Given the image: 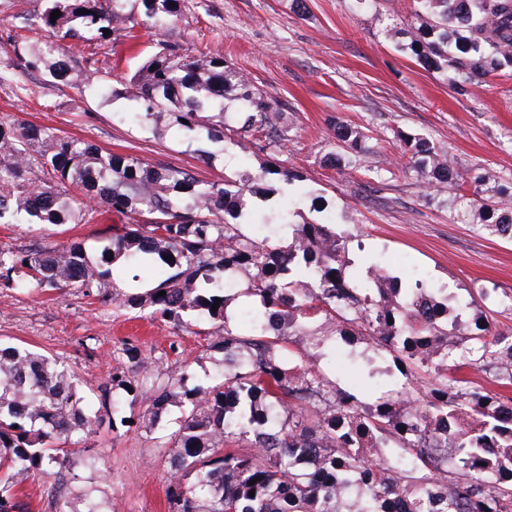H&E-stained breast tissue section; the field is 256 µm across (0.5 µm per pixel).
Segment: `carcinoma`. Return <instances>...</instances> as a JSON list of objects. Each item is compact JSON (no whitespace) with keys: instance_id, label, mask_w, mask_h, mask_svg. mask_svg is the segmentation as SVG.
I'll return each mask as SVG.
<instances>
[{"instance_id":"carcinoma-1","label":"carcinoma","mask_w":512,"mask_h":512,"mask_svg":"<svg viewBox=\"0 0 512 512\" xmlns=\"http://www.w3.org/2000/svg\"><path fill=\"white\" fill-rule=\"evenodd\" d=\"M40 23L53 40L40 46L13 43L27 70L45 69L60 84L99 83L97 60L73 64L63 42L87 35L121 36L137 25L129 0H45ZM159 31L182 15L186 0H135ZM429 17L425 26L397 38V47L426 69L441 74L458 94L473 80L512 67V0H415ZM60 17L51 21V13ZM112 97L131 90L149 123L169 112L187 138L224 140V100L239 102L234 141L266 154L281 151L272 132L274 113L243 71L222 57L195 58L158 42L126 86H107ZM213 112L217 120L205 118ZM334 137L352 151L366 136L338 124ZM409 165L438 190L451 187L458 217L478 219L487 234L512 238V209L501 211L467 180L435 161V147L419 134L407 137ZM296 175L268 166L240 179L203 181L187 169L154 165L132 155L104 151L94 143L61 137L25 121L0 122V224H82L86 201L124 215L127 224L101 245L100 262L86 246L34 244L0 249V289L71 288L83 297L112 291L123 309L149 311L177 330L190 329L198 313L220 332L218 345L233 366L211 389L189 387L188 368L176 378L153 377L139 348L125 340L112 356V385H127L123 362L142 369L147 409L184 407L179 428L161 436L170 448L168 512H394L409 498L408 512H512V404L456 376L471 366L504 385L512 384V340L476 323L461 341L448 339V304L441 318L416 305L425 288L384 275L372 295L346 280L343 258L349 238L333 222L282 223L292 228L283 247L243 231L238 218L246 196L262 197L260 183ZM117 259L134 266L165 264L172 273L156 287L128 293L110 287L101 264ZM251 272L240 293L257 301L263 318L229 316L224 277ZM166 294L159 295L160 291ZM219 304L217 311L212 305ZM290 327L319 316L313 332L349 344L370 336L412 370L434 375L417 389L407 383L369 405L336 388L307 358L294 361L281 338L268 332L267 316ZM423 341L441 348V361L419 350ZM100 409L122 416V402L105 390ZM87 396L64 360L18 347L0 348V512H20L14 489L53 469L92 467L94 461L65 447L74 433L91 430ZM370 435L394 436L410 457L371 459L360 448ZM307 453L312 468L297 463ZM256 483H250V480Z\"/></svg>"}]
</instances>
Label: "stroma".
<instances>
[{
  "label": "stroma",
  "instance_id": "obj_1",
  "mask_svg": "<svg viewBox=\"0 0 512 512\" xmlns=\"http://www.w3.org/2000/svg\"><path fill=\"white\" fill-rule=\"evenodd\" d=\"M190 8L168 30L137 26L133 37L68 41L77 62L96 59L102 79L119 85L143 64L158 40L179 44L190 54L222 56L241 68L277 113L284 147L281 167L298 180L270 201L252 200L251 219L260 223L290 210L302 220L322 221L311 197H322L336 212V228L357 235L345 266L347 278L365 292L375 284L371 267H383L403 284L428 281L437 296H448L449 328L485 321L495 333L512 336V242L460 222L451 191L428 190L420 170L409 163L404 137L420 134L439 161L477 181L481 196L512 209V69L473 80L465 94L451 90L439 73L425 70L396 48L391 35L425 24L412 0H189ZM45 0H0V121H26L64 137L96 143L118 154L187 168L202 180L217 181L259 171L266 154L235 142L185 138L169 115L143 125L130 120L137 103L113 98L85 85L63 86L45 72L15 70L7 33L32 45L51 40L49 29L32 24ZM342 123L367 136L365 150L341 149L331 128ZM342 161L329 167L326 159ZM84 224H0V248L18 251L39 243L84 242L98 254L102 237L122 225V215L90 203ZM138 346L153 373L174 376L189 368L201 388L224 371V352L211 336L175 331L160 320L120 311L110 295L85 298L71 289L0 290V344L21 345L64 358L89 402L109 385L111 354L121 341ZM317 363L336 387L362 402L388 385L404 384L394 352L363 336L353 344L326 342ZM124 370L132 389L114 388L133 426L103 423L97 433L76 434L71 445L97 460L95 468L63 472L53 485L27 482L18 499L26 512H55V499L83 512L91 491L100 512H167L168 452L141 423L146 405L132 364Z\"/></svg>",
  "mask_w": 512,
  "mask_h": 512
}]
</instances>
